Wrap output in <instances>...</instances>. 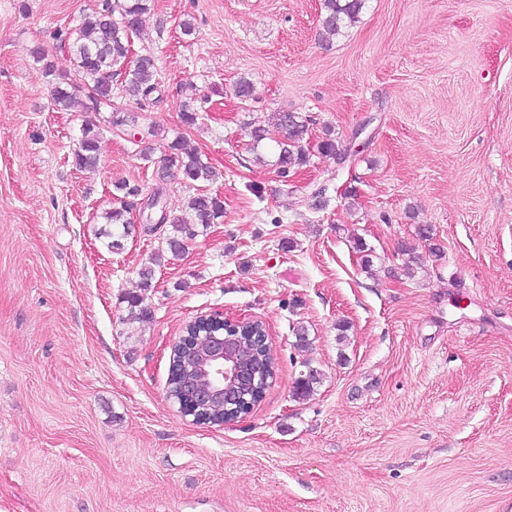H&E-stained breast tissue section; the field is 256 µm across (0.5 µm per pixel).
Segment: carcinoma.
<instances>
[{"label": "carcinoma", "mask_w": 512, "mask_h": 512, "mask_svg": "<svg viewBox=\"0 0 512 512\" xmlns=\"http://www.w3.org/2000/svg\"><path fill=\"white\" fill-rule=\"evenodd\" d=\"M150 0H95L91 12L84 15L78 29L74 32L58 29L53 39L61 45L68 46L70 60L82 71L87 79V91L83 92L65 82L56 83L51 89L53 105L62 110L73 112H95L100 106L112 102L115 95L132 98L137 103L151 99L158 91L156 80L157 67L155 58L150 54L139 56L133 65L122 74L119 83H113L116 64L127 58L130 40L137 34L143 16L150 11ZM367 0H323L320 25L323 34L332 37L340 35L357 22L366 6ZM309 123L296 112L278 113L277 133L262 125L251 126L250 136L256 160L266 161V156L273 158L279 177L286 179L294 168L308 162L306 148ZM98 127L89 121L81 124L80 139L73 154L74 165L80 169H94L100 163ZM177 175L187 184L212 182L218 178L217 172L205 162L196 151H189L184 144L175 139L167 145L163 158L160 180L168 175ZM113 206L103 213L106 228L99 235L108 239L107 247L119 250L123 240L137 231L133 212L142 196V189L137 184L127 182L115 185ZM163 188L153 192V199L162 214L164 225L170 227L165 236V247L152 255L151 261L140 268L141 288L152 286L154 267L163 264L166 258L179 259L185 253L189 240L198 235V228H207L219 223L224 218V200L217 194L206 190L194 194L188 199L186 214L172 215L167 212L162 202ZM404 256L402 270L410 275L414 269L424 263V255L412 247L401 248ZM129 310L141 321L153 318L151 307L145 303L144 296L128 294L124 297ZM210 328L208 324H198L190 329L173 350V364L168 371L169 396L179 402L187 400L179 386L192 378V356L202 340V335ZM243 357L246 362L261 368L260 374L273 381L276 359L271 349L256 336L243 337ZM320 381V372L310 368L301 376L296 386V397L310 396L314 385ZM236 415V411L222 408H197L191 416L202 423L218 425L227 418Z\"/></svg>", "instance_id": "carcinoma-1"}]
</instances>
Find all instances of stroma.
<instances>
[{"label":"stroma","instance_id":"35a3bbf8","mask_svg":"<svg viewBox=\"0 0 512 512\" xmlns=\"http://www.w3.org/2000/svg\"><path fill=\"white\" fill-rule=\"evenodd\" d=\"M321 3L152 0L131 50L155 57L158 101L86 114L53 107L55 82L85 80L52 34L95 0H0V512H512V0H369L329 43ZM281 111L309 121L285 180L247 128ZM86 119L93 170L72 160ZM328 134L345 163L319 153ZM178 136L217 170L224 221L144 291L163 234L113 253L96 231L123 181L184 213L192 188L159 176ZM432 244L403 275L401 246ZM139 291L147 323L123 301ZM203 314L261 320L277 358L223 426L167 397L170 348ZM310 366L321 382L295 398Z\"/></svg>","mask_w":512,"mask_h":512}]
</instances>
